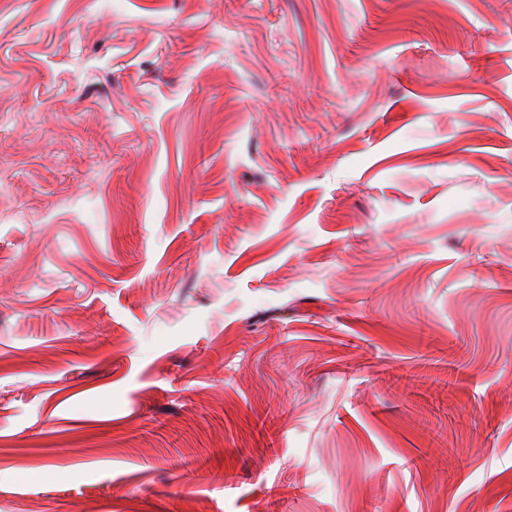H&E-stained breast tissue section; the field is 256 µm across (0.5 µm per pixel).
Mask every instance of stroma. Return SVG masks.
Here are the masks:
<instances>
[{
	"label": "stroma",
	"instance_id": "stroma-1",
	"mask_svg": "<svg viewBox=\"0 0 512 512\" xmlns=\"http://www.w3.org/2000/svg\"><path fill=\"white\" fill-rule=\"evenodd\" d=\"M0 512H512V0H0Z\"/></svg>",
	"mask_w": 512,
	"mask_h": 512
}]
</instances>
